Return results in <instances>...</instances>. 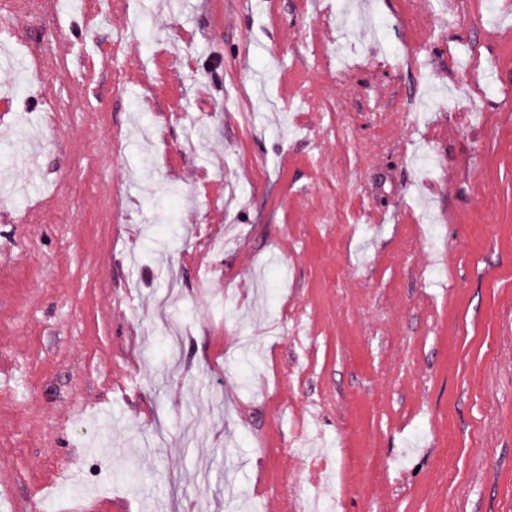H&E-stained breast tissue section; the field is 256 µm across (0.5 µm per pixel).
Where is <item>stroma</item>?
I'll return each mask as SVG.
<instances>
[{"label":"stroma","instance_id":"stroma-1","mask_svg":"<svg viewBox=\"0 0 512 512\" xmlns=\"http://www.w3.org/2000/svg\"><path fill=\"white\" fill-rule=\"evenodd\" d=\"M311 2L0 0V512H512V0ZM308 459L311 462L318 463L316 485L319 492L301 501V511L332 512L335 510V499L327 491L330 489L335 471L328 464V454L321 451L317 454H309Z\"/></svg>","mask_w":512,"mask_h":512}]
</instances>
